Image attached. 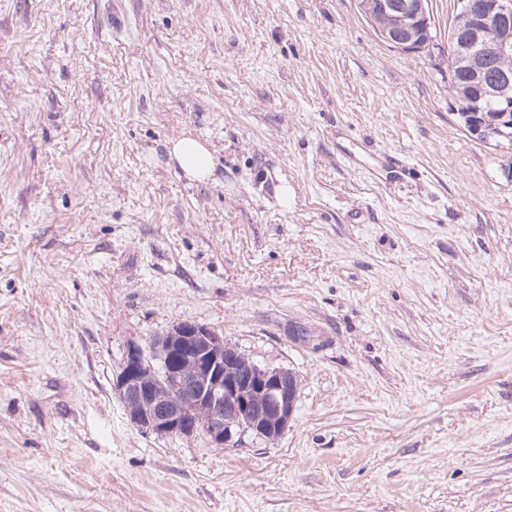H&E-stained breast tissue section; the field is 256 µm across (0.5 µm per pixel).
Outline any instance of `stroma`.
<instances>
[{"mask_svg":"<svg viewBox=\"0 0 512 512\" xmlns=\"http://www.w3.org/2000/svg\"><path fill=\"white\" fill-rule=\"evenodd\" d=\"M430 7L404 53L357 0H0V512H512V145ZM181 320L295 373L281 438L130 424ZM169 156L190 179L203 181L212 174V152L207 144L196 138L183 136L174 139L169 146Z\"/></svg>","mask_w":512,"mask_h":512,"instance_id":"35a3bbf8","label":"stroma"}]
</instances>
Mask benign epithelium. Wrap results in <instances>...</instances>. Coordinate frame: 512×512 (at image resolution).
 <instances>
[{
    "instance_id": "benign-epithelium-1",
    "label": "benign epithelium",
    "mask_w": 512,
    "mask_h": 512,
    "mask_svg": "<svg viewBox=\"0 0 512 512\" xmlns=\"http://www.w3.org/2000/svg\"><path fill=\"white\" fill-rule=\"evenodd\" d=\"M369 22L383 16L378 37L404 52L433 42L430 0H358ZM469 26L451 42L466 62L474 92L471 135L485 141L512 138V77L485 78L486 62L512 51V0H457ZM113 390L130 422L157 435L191 437L198 423L187 411L204 408L210 443L237 444L252 432L267 440L282 436L296 409L297 376L288 369L255 363L242 369L224 337L194 321L182 320L145 344L127 346Z\"/></svg>"
}]
</instances>
